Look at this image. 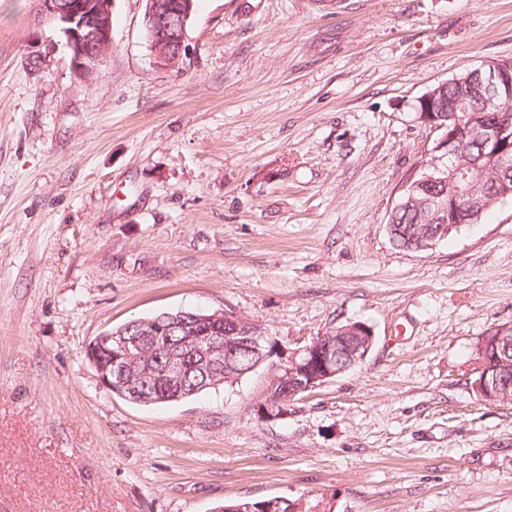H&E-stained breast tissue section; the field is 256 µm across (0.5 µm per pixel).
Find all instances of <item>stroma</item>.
Wrapping results in <instances>:
<instances>
[{
  "instance_id": "stroma-1",
  "label": "stroma",
  "mask_w": 512,
  "mask_h": 512,
  "mask_svg": "<svg viewBox=\"0 0 512 512\" xmlns=\"http://www.w3.org/2000/svg\"><path fill=\"white\" fill-rule=\"evenodd\" d=\"M143 10L115 0L86 82L33 0H0V512H512V404L470 386L512 327V202L426 252L387 228L435 137L418 97L512 58V0H198L171 70ZM168 310L257 321L268 364L108 392L89 342ZM349 322L367 358L260 412L271 366Z\"/></svg>"
}]
</instances>
